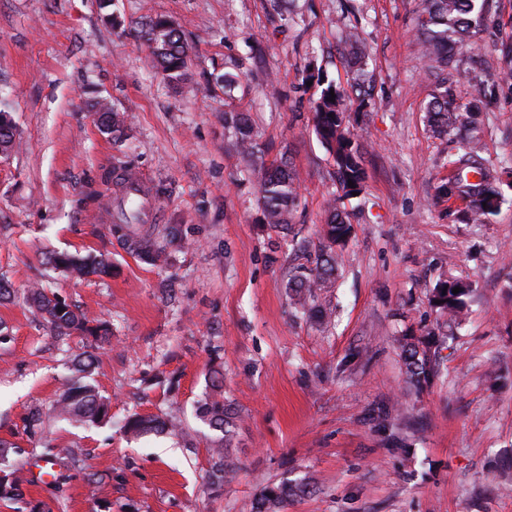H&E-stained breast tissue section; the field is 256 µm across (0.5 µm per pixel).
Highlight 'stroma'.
I'll return each mask as SVG.
<instances>
[{
	"label": "stroma",
	"mask_w": 512,
	"mask_h": 512,
	"mask_svg": "<svg viewBox=\"0 0 512 512\" xmlns=\"http://www.w3.org/2000/svg\"><path fill=\"white\" fill-rule=\"evenodd\" d=\"M294 0L293 24L270 0H0V108L19 134L0 158V442L14 447L23 499L43 512H253L262 490L286 481L280 512H512V172L487 224H464L435 202L448 141L429 132L433 85L416 36L417 0ZM177 21L191 48L189 90L157 70L139 35ZM358 24L376 74L374 99L351 130L366 149L363 201L349 200L354 235L319 325L285 292L294 262L280 232L260 224L256 188L224 114L250 115L266 162L288 155L301 176L296 231L317 241L335 190L334 166L313 132L300 84L309 66L347 79L345 25ZM512 0H496L452 76L461 102L481 101L474 136L485 156L512 162ZM247 76L226 96L219 76ZM99 98L127 115L113 142L91 112ZM146 187L156 228L180 225L184 246L150 266L106 234L120 172ZM103 253L110 277L78 279L49 264L58 253ZM469 281L461 322L432 349L441 376L420 393L404 382L398 339L424 334L438 314L437 280ZM40 285L91 319L109 342L64 340L35 321L23 296ZM95 358L93 382L110 403L96 427L59 421L53 406L75 357ZM224 376L236 412L233 461L221 494L196 407L209 371ZM40 412L44 441L77 452L54 488L41 442L24 420ZM134 413L195 435L127 436ZM102 480L88 489L85 475Z\"/></svg>",
	"instance_id": "stroma-1"
}]
</instances>
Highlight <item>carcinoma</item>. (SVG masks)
<instances>
[{"instance_id": "obj_1", "label": "carcinoma", "mask_w": 512, "mask_h": 512, "mask_svg": "<svg viewBox=\"0 0 512 512\" xmlns=\"http://www.w3.org/2000/svg\"><path fill=\"white\" fill-rule=\"evenodd\" d=\"M490 11V0H421L417 12V34L425 54L430 57L440 81L441 91L433 95L425 112L429 130L439 138L458 143V149L448 154L445 166L448 177L440 180L435 188L438 203L466 202V208L457 212V219L465 224H485L501 205L498 163L482 155L472 140L462 141L460 135L478 123L481 110L475 104L461 105L448 86V70L456 68L453 48L466 41L473 29L478 27ZM140 39L153 56L157 66L167 80L173 84H186L189 80L187 64L190 47L180 28L165 18L157 19L141 31ZM344 40L349 46V78L342 85L328 78L319 69L308 71L303 82L312 81L322 87L320 95L312 102L315 134L332 159L335 167V201L327 208L325 224L321 228L322 245L314 264H300L288 272L285 285L294 307L304 315L321 323L332 319L333 309L321 301L322 294L332 287L339 266L338 249L345 246L352 234L353 224L349 213L339 206L344 200L353 198V193L365 190L366 170L363 163L362 146L354 139L350 130L351 115L345 102L350 95L361 97L368 103L371 96L372 76L367 71L365 51L360 43L357 28L344 31ZM96 122L112 138L120 141L124 137L125 120L110 102L100 99L92 106ZM224 125L233 130L238 152L251 162V175L257 186V202L268 226L287 231L291 228L293 213L299 206V176L286 159L278 163L265 164L263 149L257 140L249 115L244 112L224 113ZM14 125L7 113L0 111V154L8 155L16 146ZM354 187H349L348 182ZM141 188L133 183L126 185L125 194L115 200L116 223L109 225V233L118 236L126 250L149 265L166 259L167 254L179 250L183 245L180 227L169 225L162 233L143 225V200ZM51 263L80 278L112 275V264L105 254L62 253L51 258ZM460 288L456 294L452 289ZM472 288L471 283L456 278L438 281L431 292L430 300L441 316L450 319L459 317L466 309L465 298ZM26 301L35 318L45 322L56 337L65 339L76 332L87 330L90 322L84 314L70 306L61 309L54 298L42 288L30 289ZM424 338L410 333L403 335L402 355L405 365V383L419 392L439 376V366L428 355L429 344L436 340V331ZM89 331V330H87ZM96 340L107 342L112 337V325L107 320L98 321L96 329L89 331ZM94 367L93 355L77 360L74 374L68 387L56 402V417L74 427H93L102 423L107 415L104 397L90 382ZM198 419L213 435L209 437L211 448V488L221 489L224 472L232 468V461L224 454L230 446L233 414L224 401L220 378L214 377L211 393L197 407ZM132 435H141L161 429L181 439L184 446L194 447L193 437L176 424H168L154 416L133 414L124 424ZM9 449L0 448V473L13 476L3 486L0 484V500L15 503L22 498L21 478L18 470L8 461ZM293 495L292 486L283 482L264 490L256 501L255 512H270L271 508L284 506Z\"/></svg>"}]
</instances>
